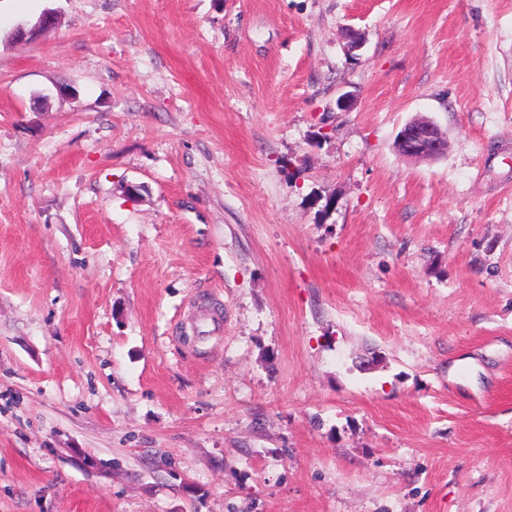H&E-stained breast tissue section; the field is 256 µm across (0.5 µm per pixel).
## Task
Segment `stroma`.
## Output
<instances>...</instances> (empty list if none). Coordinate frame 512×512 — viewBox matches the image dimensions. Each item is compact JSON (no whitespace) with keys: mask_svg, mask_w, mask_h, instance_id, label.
Returning <instances> with one entry per match:
<instances>
[{"mask_svg":"<svg viewBox=\"0 0 512 512\" xmlns=\"http://www.w3.org/2000/svg\"><path fill=\"white\" fill-rule=\"evenodd\" d=\"M0 512H512V0H0ZM56 16L54 13L47 11L44 12L39 18L37 24L32 28L19 26L12 35V40L15 42H27L35 39L40 31L53 28L56 24ZM395 147L406 159L437 161L445 155L448 142L434 121L416 118L404 126Z\"/></svg>","mask_w":512,"mask_h":512,"instance_id":"stroma-1","label":"stroma"}]
</instances>
